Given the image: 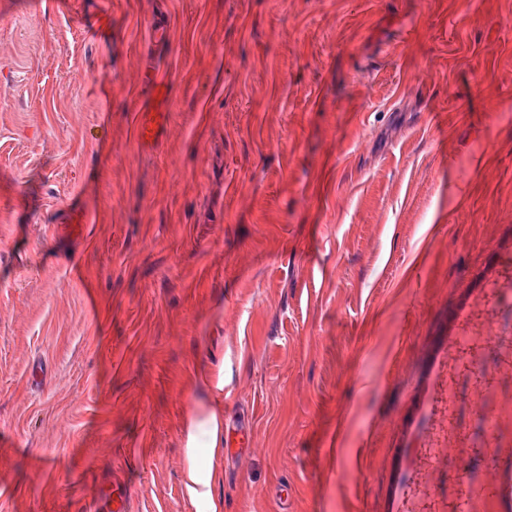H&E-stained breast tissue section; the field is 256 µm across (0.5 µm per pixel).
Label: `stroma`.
Masks as SVG:
<instances>
[{
    "label": "stroma",
    "instance_id": "stroma-1",
    "mask_svg": "<svg viewBox=\"0 0 512 512\" xmlns=\"http://www.w3.org/2000/svg\"><path fill=\"white\" fill-rule=\"evenodd\" d=\"M99 8L0 0V512H85L116 472L132 512H426L441 472L492 481L512 0H112L86 41Z\"/></svg>",
    "mask_w": 512,
    "mask_h": 512
}]
</instances>
